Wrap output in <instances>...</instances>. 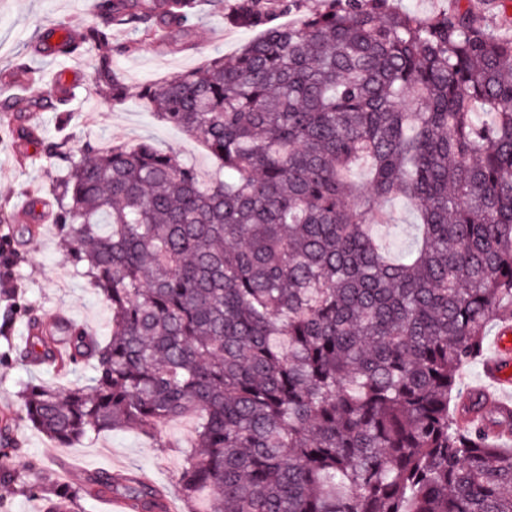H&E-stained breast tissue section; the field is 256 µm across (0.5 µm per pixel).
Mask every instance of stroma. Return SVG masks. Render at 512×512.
Segmentation results:
<instances>
[{
  "mask_svg": "<svg viewBox=\"0 0 512 512\" xmlns=\"http://www.w3.org/2000/svg\"><path fill=\"white\" fill-rule=\"evenodd\" d=\"M94 20L93 0H0V128H17L26 121L23 113L8 108L17 89L3 79L5 72L22 62L38 79L26 90L30 97L51 96L55 80L61 76H71L81 86L68 111L40 113V135L46 141H67L77 148L112 141L132 144L149 138L198 170L215 171L216 163L200 141L160 120L145 102L133 99L115 104L89 90L97 64L93 53L60 57L29 51L31 43L48 32L65 27L77 30ZM188 29L190 47L175 50L162 42L142 40L117 56L115 64L128 83L157 82L197 69L215 55H232L254 37L253 32L226 24L223 14L208 0H202ZM66 173V162L45 158L39 146L29 145L28 157L23 160L15 155L9 139H0V213L21 209L35 197L48 195ZM61 234L59 224H45L36 242L29 245L16 235L14 225L0 223V242L13 251L12 281L20 286L13 293L0 282V417L12 418L18 412V392L27 381L62 388L75 381L88 382L92 375L86 366L64 372L17 362L14 348L24 343L29 318L62 314L101 338L112 333L108 304L61 247ZM195 426L192 417L162 425L164 442L160 445L136 432L122 431L93 434L72 447L60 448L15 420L14 434L23 452L14 463L19 470L36 473L47 485L58 479L61 468L74 465L78 471L70 480L76 484L97 471H119L171 492L183 464L181 448L193 438Z\"/></svg>",
  "mask_w": 512,
  "mask_h": 512,
  "instance_id": "obj_1",
  "label": "stroma"
}]
</instances>
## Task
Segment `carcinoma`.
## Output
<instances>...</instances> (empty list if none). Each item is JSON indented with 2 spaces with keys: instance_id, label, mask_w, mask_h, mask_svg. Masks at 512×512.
<instances>
[{
  "instance_id": "carcinoma-1",
  "label": "carcinoma",
  "mask_w": 512,
  "mask_h": 512,
  "mask_svg": "<svg viewBox=\"0 0 512 512\" xmlns=\"http://www.w3.org/2000/svg\"><path fill=\"white\" fill-rule=\"evenodd\" d=\"M200 0H95L97 22L55 46L93 51V88L151 102L224 168L207 180L151 140L79 150L36 204L67 225L112 335L29 322L23 363L87 364L88 385L30 382L19 419L68 448L89 433L200 415L176 493L185 512H512V452L463 426L459 371L487 328L512 329V37L471 0L423 17L390 0H215L262 29L227 60L133 86L112 31L188 37ZM279 14H295L288 25ZM365 172L360 183L356 174ZM416 217L398 256L386 201ZM0 435V484L75 512L93 488L130 512L165 491L97 474L47 486Z\"/></svg>"
}]
</instances>
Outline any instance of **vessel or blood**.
Listing matches in <instances>:
<instances>
[{"label": "vessel or blood", "mask_w": 512, "mask_h": 512, "mask_svg": "<svg viewBox=\"0 0 512 512\" xmlns=\"http://www.w3.org/2000/svg\"><path fill=\"white\" fill-rule=\"evenodd\" d=\"M483 385L477 391L494 408L497 422L474 414L470 417L472 428L499 439H512V337L495 338L493 354L483 365Z\"/></svg>", "instance_id": "b4317fda"}]
</instances>
